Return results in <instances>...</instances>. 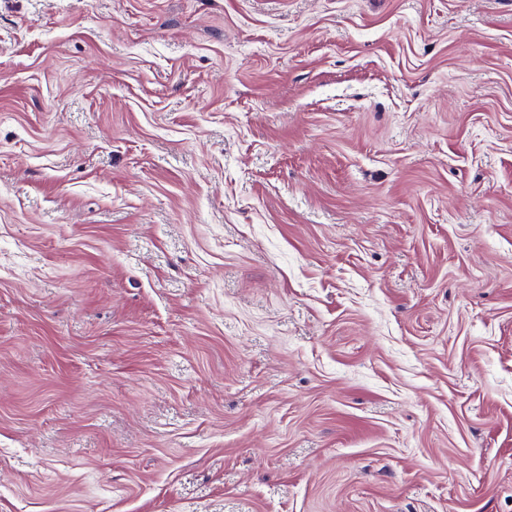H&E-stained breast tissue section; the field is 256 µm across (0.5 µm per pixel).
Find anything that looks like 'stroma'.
Returning a JSON list of instances; mask_svg holds the SVG:
<instances>
[{
    "label": "stroma",
    "instance_id": "35a3bbf8",
    "mask_svg": "<svg viewBox=\"0 0 512 512\" xmlns=\"http://www.w3.org/2000/svg\"><path fill=\"white\" fill-rule=\"evenodd\" d=\"M0 512H512V0H0Z\"/></svg>",
    "mask_w": 512,
    "mask_h": 512
}]
</instances>
